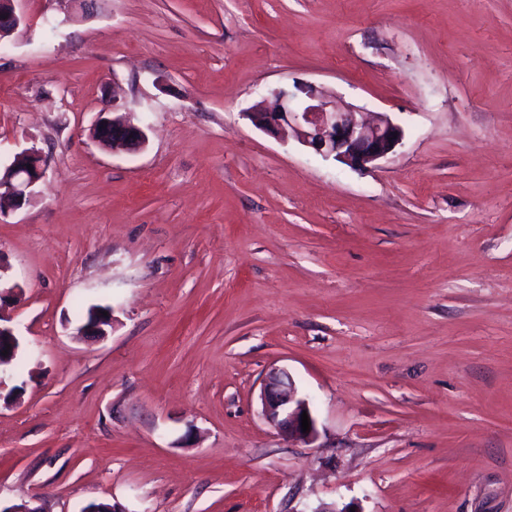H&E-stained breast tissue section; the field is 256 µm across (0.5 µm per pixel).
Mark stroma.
Returning a JSON list of instances; mask_svg holds the SVG:
<instances>
[{
	"label": "stroma",
	"mask_w": 512,
	"mask_h": 512,
	"mask_svg": "<svg viewBox=\"0 0 512 512\" xmlns=\"http://www.w3.org/2000/svg\"><path fill=\"white\" fill-rule=\"evenodd\" d=\"M0 47L22 350L0 505L512 512V0H27ZM305 81L404 138L355 170L244 116ZM137 154L91 137L113 101ZM111 305L105 338L78 306ZM312 443L261 414L270 368ZM3 171L0 167V214L5 203L14 210L30 204L36 195V187L44 180L47 160L34 147L17 153ZM31 165V170H28Z\"/></svg>",
	"instance_id": "35a3bbf8"
}]
</instances>
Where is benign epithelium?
Listing matches in <instances>:
<instances>
[{
  "instance_id": "7a95c632",
  "label": "benign epithelium",
  "mask_w": 512,
  "mask_h": 512,
  "mask_svg": "<svg viewBox=\"0 0 512 512\" xmlns=\"http://www.w3.org/2000/svg\"><path fill=\"white\" fill-rule=\"evenodd\" d=\"M24 0H0V37H10L28 23L21 8ZM274 105L245 113L259 129L281 133L291 128L299 143L324 158H332L353 169H366L395 152L404 132L401 126L382 113L371 122L358 119L360 110L354 106H336L325 91L308 82L296 81L290 87L273 92ZM93 136L104 149L141 150L146 144L143 126L134 123L120 108L112 107V117L100 120ZM16 161L0 170V209L7 204L15 210L30 204L36 187L44 180L47 160L32 147L15 155ZM21 287L14 284L0 288V372L10 367L21 348L11 325L12 318L4 312V304L17 297ZM113 316L97 312L85 322L78 333L105 337L112 327ZM265 420L292 438L311 443L317 436L316 420L309 402L299 395L295 381L285 369L274 368L266 375L261 394ZM307 413L310 431L301 428V415Z\"/></svg>"
}]
</instances>
